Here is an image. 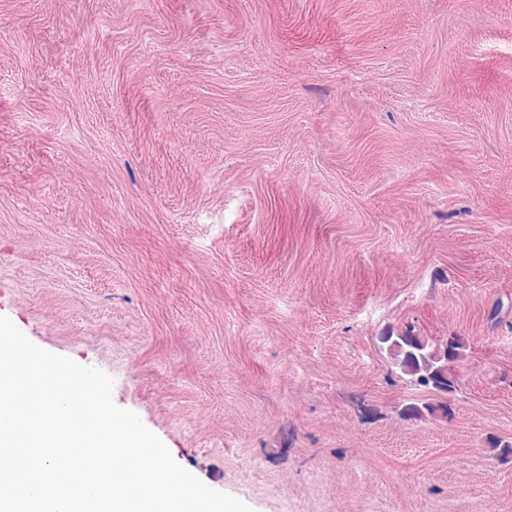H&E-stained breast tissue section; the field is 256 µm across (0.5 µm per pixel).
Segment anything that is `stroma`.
<instances>
[{
	"label": "stroma",
	"instance_id": "35a3bbf8",
	"mask_svg": "<svg viewBox=\"0 0 512 512\" xmlns=\"http://www.w3.org/2000/svg\"><path fill=\"white\" fill-rule=\"evenodd\" d=\"M0 316L254 512H512V0H0ZM378 338L393 364L411 384L438 395L454 391V368L465 356L462 336L453 334L446 341L433 342L414 325L406 324L397 329L388 327ZM438 414L442 418H446L451 414V409L447 402L438 401L436 404L424 403L422 406L407 404L400 409V415L404 419H422L426 417V415L434 417Z\"/></svg>",
	"mask_w": 512,
	"mask_h": 512
}]
</instances>
